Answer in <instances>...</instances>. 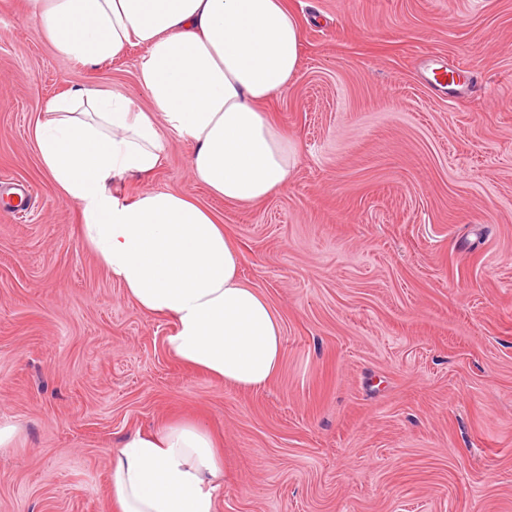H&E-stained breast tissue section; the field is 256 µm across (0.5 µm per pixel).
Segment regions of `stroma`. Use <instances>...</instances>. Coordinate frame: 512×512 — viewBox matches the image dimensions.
I'll list each match as a JSON object with an SVG mask.
<instances>
[{"mask_svg":"<svg viewBox=\"0 0 512 512\" xmlns=\"http://www.w3.org/2000/svg\"><path fill=\"white\" fill-rule=\"evenodd\" d=\"M299 68L264 106L293 139L287 187L253 205L190 174L193 145L112 186L208 208L283 324L279 374L234 387L170 358L87 249L35 120L77 87L137 106L142 48L58 56L0 0V512H117L113 448L171 421L217 433L218 512H512V0H287ZM478 84L441 89L433 67Z\"/></svg>","mask_w":512,"mask_h":512,"instance_id":"obj_1","label":"stroma"}]
</instances>
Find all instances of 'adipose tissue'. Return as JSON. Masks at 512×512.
<instances>
[{
  "mask_svg": "<svg viewBox=\"0 0 512 512\" xmlns=\"http://www.w3.org/2000/svg\"><path fill=\"white\" fill-rule=\"evenodd\" d=\"M39 37L67 59L101 65L144 50L136 77L149 105L109 88H80L47 106L34 128L42 166L79 204L84 242L145 313L172 320L167 354L243 389L277 375L281 320L242 280V255L212 213L184 195L112 193L163 166L173 138L190 141L194 178L234 204L287 186L297 150L261 104L285 91L301 31L285 0H28ZM120 512H216L224 454L189 422L129 434L113 449Z\"/></svg>",
  "mask_w": 512,
  "mask_h": 512,
  "instance_id": "adipose-tissue-1",
  "label": "adipose tissue"
}]
</instances>
